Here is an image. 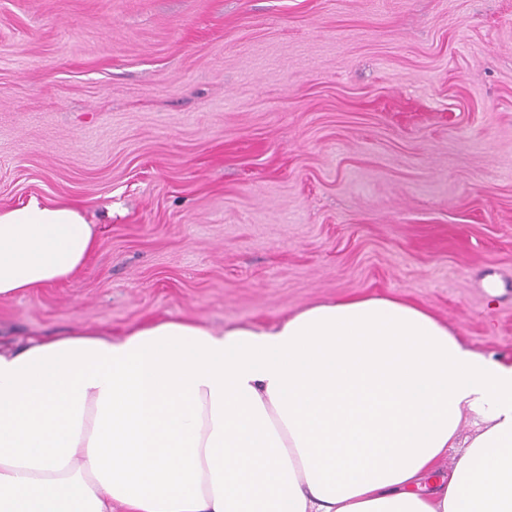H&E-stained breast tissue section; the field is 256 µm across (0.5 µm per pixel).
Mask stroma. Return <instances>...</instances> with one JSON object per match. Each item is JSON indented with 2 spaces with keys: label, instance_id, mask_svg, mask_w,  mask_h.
Listing matches in <instances>:
<instances>
[{
  "label": "stroma",
  "instance_id": "stroma-1",
  "mask_svg": "<svg viewBox=\"0 0 512 512\" xmlns=\"http://www.w3.org/2000/svg\"><path fill=\"white\" fill-rule=\"evenodd\" d=\"M98 246L0 342L388 295L512 357V0H0V206Z\"/></svg>",
  "mask_w": 512,
  "mask_h": 512
}]
</instances>
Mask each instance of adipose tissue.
Segmentation results:
<instances>
[{"instance_id":"obj_1","label":"adipose tissue","mask_w":512,"mask_h":512,"mask_svg":"<svg viewBox=\"0 0 512 512\" xmlns=\"http://www.w3.org/2000/svg\"><path fill=\"white\" fill-rule=\"evenodd\" d=\"M96 246L81 205L0 208V300ZM0 512H512V358L374 296L0 347Z\"/></svg>"}]
</instances>
